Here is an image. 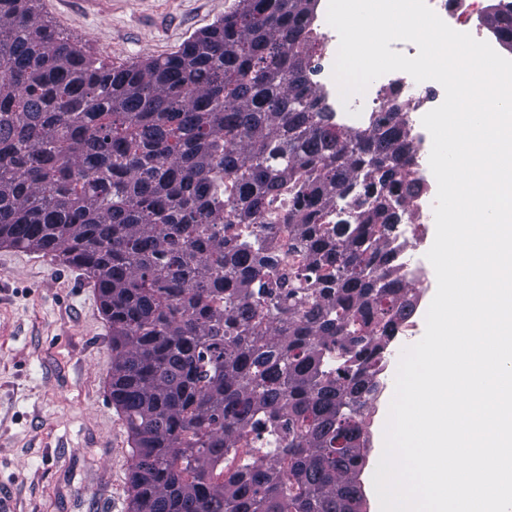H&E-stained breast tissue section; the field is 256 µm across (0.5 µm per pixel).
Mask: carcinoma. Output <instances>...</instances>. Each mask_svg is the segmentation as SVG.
<instances>
[{
    "mask_svg": "<svg viewBox=\"0 0 512 512\" xmlns=\"http://www.w3.org/2000/svg\"><path fill=\"white\" fill-rule=\"evenodd\" d=\"M35 2L0 0V245L98 291L129 512H353L377 365L416 307L384 247L421 190L396 109L332 121L308 77L317 0H235L128 66ZM491 27L512 45V15ZM280 222L310 259L285 294Z\"/></svg>",
    "mask_w": 512,
    "mask_h": 512,
    "instance_id": "1",
    "label": "carcinoma"
}]
</instances>
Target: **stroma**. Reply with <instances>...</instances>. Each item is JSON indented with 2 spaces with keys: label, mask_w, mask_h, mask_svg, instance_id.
Instances as JSON below:
<instances>
[{
  "label": "stroma",
  "mask_w": 512,
  "mask_h": 512,
  "mask_svg": "<svg viewBox=\"0 0 512 512\" xmlns=\"http://www.w3.org/2000/svg\"><path fill=\"white\" fill-rule=\"evenodd\" d=\"M234 0H38L71 42L109 65L167 55ZM111 337L92 283L54 257L0 247V488L15 512H128L127 430L105 380ZM394 373L372 405L362 486L384 445Z\"/></svg>",
  "instance_id": "stroma-1"
}]
</instances>
